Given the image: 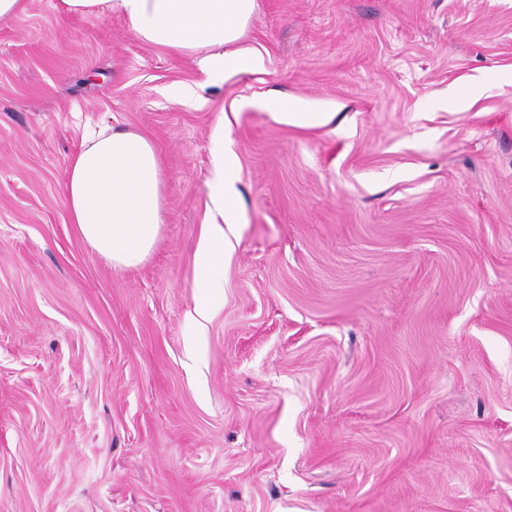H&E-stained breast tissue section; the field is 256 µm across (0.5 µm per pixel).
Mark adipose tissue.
Listing matches in <instances>:
<instances>
[{"mask_svg": "<svg viewBox=\"0 0 512 512\" xmlns=\"http://www.w3.org/2000/svg\"><path fill=\"white\" fill-rule=\"evenodd\" d=\"M256 0H59L68 15L116 14L142 41L175 53L208 49L210 75L250 73L260 58L239 47ZM212 198L223 221L212 224L196 255V285L213 295L224 286L225 226L239 223L237 161L215 146ZM164 172L142 134L105 127L90 132L68 164L63 197L81 239L116 268L139 267L155 247L164 211Z\"/></svg>", "mask_w": 512, "mask_h": 512, "instance_id": "ef3b65f1", "label": "adipose tissue"}]
</instances>
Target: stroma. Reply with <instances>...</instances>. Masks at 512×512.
Masks as SVG:
<instances>
[{"label":"stroma","mask_w":512,"mask_h":512,"mask_svg":"<svg viewBox=\"0 0 512 512\" xmlns=\"http://www.w3.org/2000/svg\"><path fill=\"white\" fill-rule=\"evenodd\" d=\"M56 4L0 21V512H512V0H257L215 79ZM104 126L164 166L132 270L62 193ZM205 65L211 76L250 73L261 66V59L246 48H234L221 53H211L205 58ZM273 114L281 117L285 122L296 127H306L314 123H327L333 118L332 113L329 112H306L302 105H294L288 112H272ZM216 177L214 180L212 198L221 212L226 226L242 224L238 195L235 189L237 161L224 148L223 137L218 139L215 146ZM226 233L221 224H210L206 240L196 255V288H201L207 295L218 293L224 288V277L220 272L224 264V243Z\"/></svg>","instance_id":"35a3bbf8"}]
</instances>
